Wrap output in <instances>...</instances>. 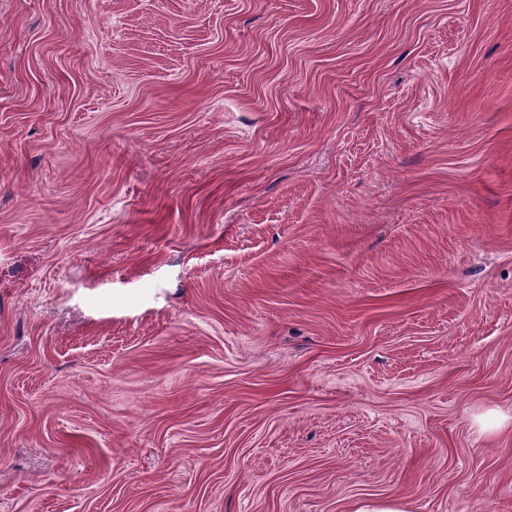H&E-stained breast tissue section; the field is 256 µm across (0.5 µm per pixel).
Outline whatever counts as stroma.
I'll return each mask as SVG.
<instances>
[{"mask_svg": "<svg viewBox=\"0 0 512 512\" xmlns=\"http://www.w3.org/2000/svg\"><path fill=\"white\" fill-rule=\"evenodd\" d=\"M401 498L512 512V0H0V512Z\"/></svg>", "mask_w": 512, "mask_h": 512, "instance_id": "obj_1", "label": "stroma"}]
</instances>
